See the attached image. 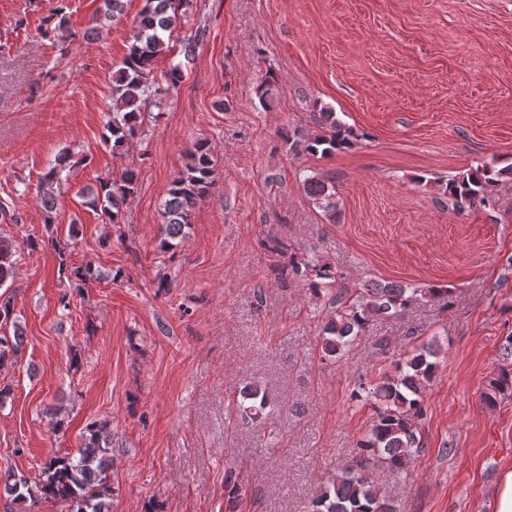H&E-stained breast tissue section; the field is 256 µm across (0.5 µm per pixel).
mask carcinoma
<instances>
[{
	"mask_svg": "<svg viewBox=\"0 0 512 512\" xmlns=\"http://www.w3.org/2000/svg\"><path fill=\"white\" fill-rule=\"evenodd\" d=\"M184 5L185 0H146L138 16L134 42L112 79V117L107 121L106 139L115 147L136 136L151 97L162 92L154 86V65L170 52L164 36L177 28L179 11ZM318 124L322 132L313 137L299 132L288 136L291 148L329 154L350 146L353 131L336 113L322 109ZM507 179L512 180V164L502 168L484 166L448 179L444 194L456 208L486 205L494 188ZM137 181L138 174L127 168L119 179L100 183L89 204L100 208L112 223L120 224ZM304 184L319 208L326 213L336 210L333 185L317 176L306 178ZM212 185V149L209 141L199 140L189 150L184 170L168 189L163 207L162 248H176V240L188 234L191 213L209 195ZM16 263L13 242L0 235V288L13 277ZM281 278L305 280L318 294L337 281L338 273L329 263L301 259L289 262ZM423 297L425 294L418 288L392 283L336 293L334 314L324 325L320 338L322 357L341 359L374 319L395 317ZM440 351L441 345L435 338L415 344L396 364L393 373L360 380L352 397L370 406L372 423L367 434L357 441V452L351 462L318 487L311 512H397L393 500L378 484L376 470L403 469L418 452L424 394L435 376V358ZM511 393L512 368H503L491 381L484 402L494 406L500 397ZM269 406L268 393L258 383L247 384L237 392L236 408L244 418L261 419ZM111 446L107 422L91 421L85 427L77 454L46 460L38 482L31 485L7 474L0 484L15 502L43 499L60 504L64 512H110Z\"/></svg>",
	"mask_w": 512,
	"mask_h": 512,
	"instance_id": "1",
	"label": "carcinoma"
}]
</instances>
